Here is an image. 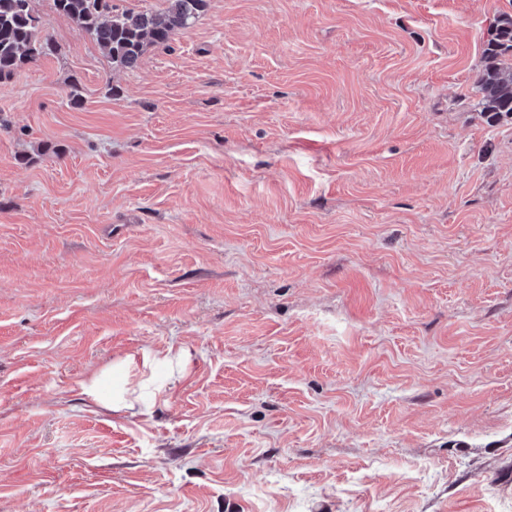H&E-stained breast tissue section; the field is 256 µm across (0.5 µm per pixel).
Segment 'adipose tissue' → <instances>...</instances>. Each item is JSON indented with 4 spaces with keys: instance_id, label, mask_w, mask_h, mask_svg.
<instances>
[{
    "instance_id": "adipose-tissue-1",
    "label": "adipose tissue",
    "mask_w": 512,
    "mask_h": 512,
    "mask_svg": "<svg viewBox=\"0 0 512 512\" xmlns=\"http://www.w3.org/2000/svg\"><path fill=\"white\" fill-rule=\"evenodd\" d=\"M185 353L183 350L167 348L157 350L151 347H143L137 353L127 355L112 364V371L125 380L126 385L112 391L111 398H103L100 391L101 375H92L82 383L83 394L94 400L100 401L102 406L112 409L115 412H125L130 415L145 413L148 403L143 398L139 386L130 384V377L140 375H152L155 367L169 366L170 374L166 379L154 382L152 394L160 397L166 395L172 386L180 379L183 368Z\"/></svg>"
}]
</instances>
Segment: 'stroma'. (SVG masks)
Returning <instances> with one entry per match:
<instances>
[{
  "instance_id": "obj_1",
  "label": "stroma",
  "mask_w": 512,
  "mask_h": 512,
  "mask_svg": "<svg viewBox=\"0 0 512 512\" xmlns=\"http://www.w3.org/2000/svg\"><path fill=\"white\" fill-rule=\"evenodd\" d=\"M0 80V512H512V0H206ZM81 106H73L72 95ZM183 347L146 414L79 384ZM484 66L477 76L480 112L489 120L512 116V15L503 12L483 45Z\"/></svg>"
}]
</instances>
